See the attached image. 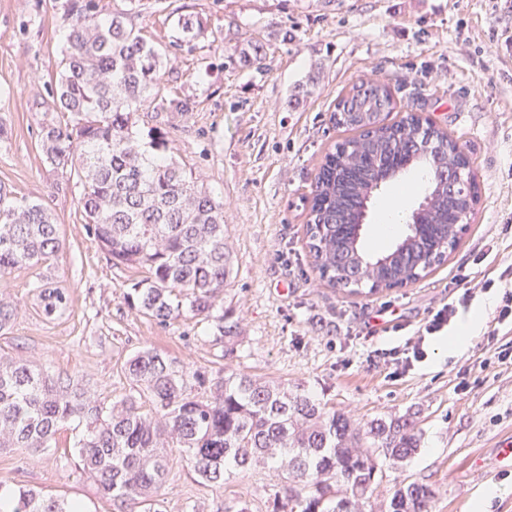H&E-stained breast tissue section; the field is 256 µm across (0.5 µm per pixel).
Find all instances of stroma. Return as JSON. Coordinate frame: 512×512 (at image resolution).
Here are the masks:
<instances>
[{"mask_svg": "<svg viewBox=\"0 0 512 512\" xmlns=\"http://www.w3.org/2000/svg\"><path fill=\"white\" fill-rule=\"evenodd\" d=\"M67 0H0V185L43 203L62 246L50 266L10 275L4 293L18 315L0 335V357L54 378H76L100 400L128 393L124 371L151 348L177 368L215 370L223 342L195 319L161 326L124 295L142 270L112 264L82 224L76 176L49 167L44 127L62 121L53 92L64 50ZM122 12L167 56L166 98H189L188 114L140 113L163 122L175 155L224 200L233 273L219 301L241 326L233 368L301 385L363 420L416 413L418 452L384 464L374 496L419 481L436 494L431 512H512V477L493 466L495 444L512 433V366L480 342L495 332L512 347V323L499 321L512 289V0H98ZM201 16L207 31L183 46L179 15ZM263 44L260 68L240 52ZM387 83L398 114L422 113L468 155L479 202L458 248L425 277L402 288L349 294L314 269L305 229L314 177L343 138L329 121L352 84ZM68 289L62 314L41 312L35 279ZM456 303L457 321L480 314L468 345L449 352L445 336L405 373L377 353L416 341L433 310ZM66 427L50 447L0 450V481L48 496L82 500L88 512H113L80 474ZM283 484L272 466L232 471L223 485L200 482L174 458L161 490L163 512H220L247 501L271 512Z\"/></svg>", "mask_w": 512, "mask_h": 512, "instance_id": "1", "label": "stroma"}]
</instances>
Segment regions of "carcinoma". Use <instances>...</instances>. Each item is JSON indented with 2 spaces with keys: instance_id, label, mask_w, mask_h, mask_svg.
<instances>
[{
  "instance_id": "obj_1",
  "label": "carcinoma",
  "mask_w": 512,
  "mask_h": 512,
  "mask_svg": "<svg viewBox=\"0 0 512 512\" xmlns=\"http://www.w3.org/2000/svg\"><path fill=\"white\" fill-rule=\"evenodd\" d=\"M66 12L57 82L66 119L44 130V160L79 178L85 231L109 260L145 270L129 283L127 304L162 326L189 314L215 329L226 363L213 377L178 370L154 350L139 351L125 363L139 390L109 404L77 379H56L21 361L1 363L0 448H48L68 424L84 426L76 443L80 469L120 512H160L154 494L170 473L164 452L170 447L213 485L224 484L231 468L276 464L287 485L275 494L272 512H364L381 462L403 464L418 451L417 420L406 413L363 423L303 388L231 368L239 323L226 322L217 302L232 275L224 200L172 157L166 128L137 125L140 111L188 113L196 103L159 95L162 56L123 15L102 17L97 0H69ZM178 25L190 42L206 32L197 15ZM395 108L388 87L359 83L338 96L330 120L348 136L326 155L311 191L309 253L321 279L350 293L413 283L442 264L462 233L449 218L478 197L474 180L471 194L453 198L432 176L425 206L411 215L417 227L386 251L364 247L357 224L378 193L377 158L391 163L394 179L410 168L464 163L457 142L415 113L391 123L370 117ZM422 127L444 147L441 157L415 149ZM59 248L47 208L0 187V288L13 272L46 265ZM39 296L47 316L69 304L65 288L41 285ZM1 491L0 483V512H86L81 503L24 486L6 497ZM434 497L431 485L411 482L375 512H430Z\"/></svg>"
}]
</instances>
